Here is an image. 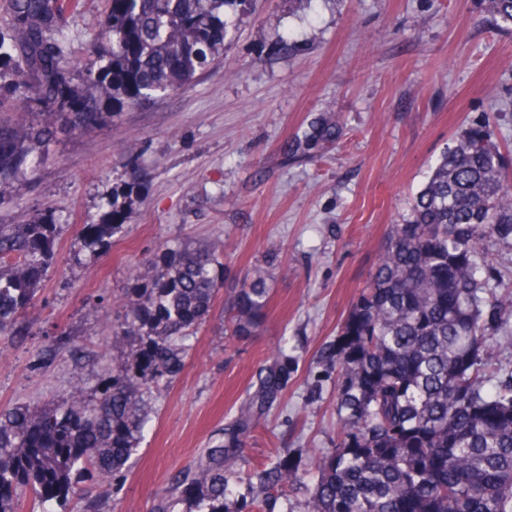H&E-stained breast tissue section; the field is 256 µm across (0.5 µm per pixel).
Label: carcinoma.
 <instances>
[{
	"mask_svg": "<svg viewBox=\"0 0 512 512\" xmlns=\"http://www.w3.org/2000/svg\"><path fill=\"white\" fill-rule=\"evenodd\" d=\"M252 0H106L93 38L67 34L82 0H0V204L33 187L46 149L171 91L224 53L228 12ZM501 30L512 0H485ZM130 194H112L88 228L89 258L121 227ZM62 218L33 210L0 224V339L22 330L54 260ZM512 246V151L486 122L466 127L390 227L370 283L336 340V445L305 487L284 449L256 473L268 498L305 489L303 512H512V377L488 355L486 326L512 315L485 288L490 247ZM224 243L167 248L139 267L116 341L129 348L94 397L76 388L54 407H0V512L29 489L42 505L95 478L114 481L142 439L156 398L184 366L186 341L211 311ZM270 299L256 274L227 310L235 336L253 332ZM276 363L260 377L224 439L202 449L158 495L152 512H245L230 500L241 438L286 387Z\"/></svg>",
	"mask_w": 512,
	"mask_h": 512,
	"instance_id": "cac0c4a2",
	"label": "carcinoma"
}]
</instances>
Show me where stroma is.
Listing matches in <instances>:
<instances>
[{"label":"stroma","instance_id":"35a3bbf8","mask_svg":"<svg viewBox=\"0 0 512 512\" xmlns=\"http://www.w3.org/2000/svg\"><path fill=\"white\" fill-rule=\"evenodd\" d=\"M219 63L190 87L119 121L64 135L32 190L0 222L52 207L63 215L55 260L26 332L0 341V405L51 408L73 388L95 393L126 356L112 342L139 263L167 247L225 243L209 319L154 405L149 430L115 486L51 502L52 512H151L156 495L201 449L222 439L278 346L288 384L245 440L243 482L279 449L305 466L336 442L335 344L372 276L390 225L442 152L491 116L512 145V31L484 0H257L235 18ZM334 135H323L329 118ZM135 144L136 164L121 160ZM139 199L95 263L83 228L116 188ZM264 277L266 316L232 334L224 308L247 277Z\"/></svg>","mask_w":512,"mask_h":512}]
</instances>
